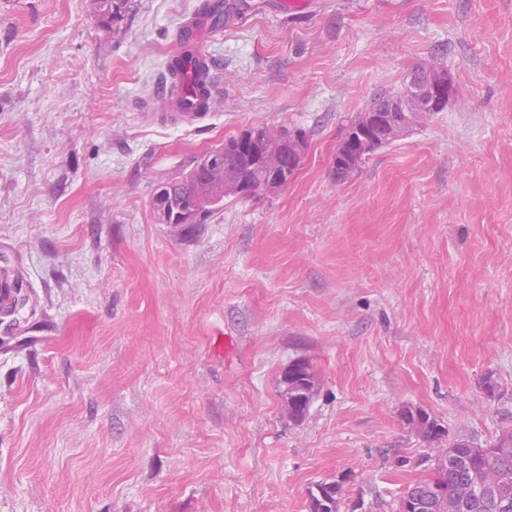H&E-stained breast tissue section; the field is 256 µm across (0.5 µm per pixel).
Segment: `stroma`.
I'll return each mask as SVG.
<instances>
[{"mask_svg": "<svg viewBox=\"0 0 512 512\" xmlns=\"http://www.w3.org/2000/svg\"><path fill=\"white\" fill-rule=\"evenodd\" d=\"M203 2L0 0V512H309L345 473L340 512H396L430 472L404 408L481 445L512 423V0H235L199 39L209 114L149 120ZM434 57L446 108L337 179ZM260 126L305 139L286 187L157 222L159 184ZM129 0H97V12L102 22L120 21L128 9ZM427 65H438L446 70L435 61L426 62L415 70L411 79L404 84V87L399 92L380 95L364 110V112H360L358 114L356 118V134L351 135V139L355 142L357 149L352 151L347 158L352 169L355 171L358 170L362 165L367 150L375 147L374 141L367 136L368 128L376 124L386 125L387 138L390 141L399 140L410 130L414 121L421 114V112H415L418 104H421L419 99L410 103H402L398 106V110L403 112V118L401 120L386 121L381 115L387 114L385 112L389 111L390 105L395 97L405 96L412 91V87L425 75L422 67ZM374 112H377L378 114ZM357 136L360 140L357 139ZM294 385V390L286 395L285 411L288 418L294 422H300L305 417L315 389L316 379L311 364L306 361H298L292 364L284 374V383ZM288 402L293 404L288 413Z\"/></svg>", "mask_w": 512, "mask_h": 512, "instance_id": "35a3bbf8", "label": "stroma"}]
</instances>
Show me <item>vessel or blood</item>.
<instances>
[{"label": "vessel or blood", "mask_w": 512, "mask_h": 512, "mask_svg": "<svg viewBox=\"0 0 512 512\" xmlns=\"http://www.w3.org/2000/svg\"><path fill=\"white\" fill-rule=\"evenodd\" d=\"M184 31L193 35L184 51L189 54L191 61L196 66V89H189L187 80L183 76L169 77L155 101L154 113L163 117L172 124L179 125L203 118L210 110V93L214 84V72L212 64L196 43L197 36L201 34V28L197 24L196 16H188L182 23Z\"/></svg>", "instance_id": "1"}]
</instances>
